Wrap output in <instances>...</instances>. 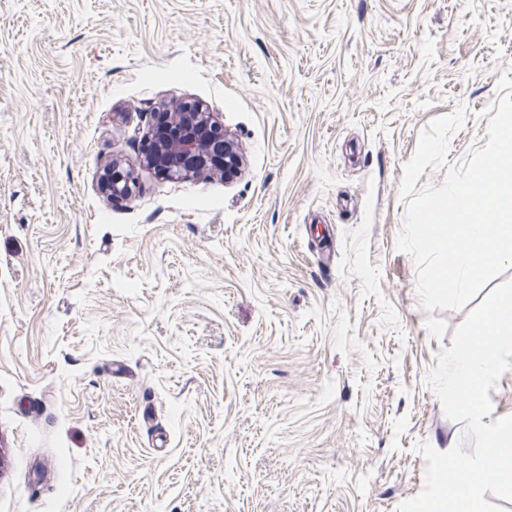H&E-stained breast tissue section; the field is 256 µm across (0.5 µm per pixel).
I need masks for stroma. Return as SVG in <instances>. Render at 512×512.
Listing matches in <instances>:
<instances>
[{"instance_id":"obj_1","label":"stroma","mask_w":512,"mask_h":512,"mask_svg":"<svg viewBox=\"0 0 512 512\" xmlns=\"http://www.w3.org/2000/svg\"><path fill=\"white\" fill-rule=\"evenodd\" d=\"M512 0H0V512H397L463 423L425 377L403 167L488 141ZM203 104L232 181L143 162ZM121 159L136 183L111 201Z\"/></svg>"}]
</instances>
